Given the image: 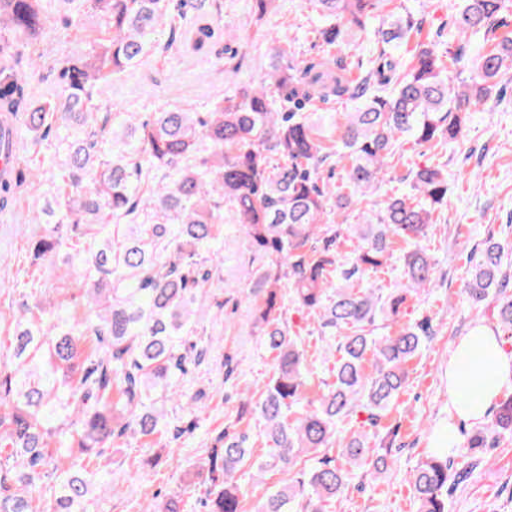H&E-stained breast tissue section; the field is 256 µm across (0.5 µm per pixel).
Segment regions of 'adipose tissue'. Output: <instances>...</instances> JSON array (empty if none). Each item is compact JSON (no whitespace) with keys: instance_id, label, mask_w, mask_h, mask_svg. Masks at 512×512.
Instances as JSON below:
<instances>
[{"instance_id":"obj_1","label":"adipose tissue","mask_w":512,"mask_h":512,"mask_svg":"<svg viewBox=\"0 0 512 512\" xmlns=\"http://www.w3.org/2000/svg\"><path fill=\"white\" fill-rule=\"evenodd\" d=\"M485 376L479 403L461 402L460 397L478 376ZM512 384V351L491 327L479 324L457 343L448 361V393L454 397L453 414L462 421L481 420L500 397L504 385Z\"/></svg>"}]
</instances>
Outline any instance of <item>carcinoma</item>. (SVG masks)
<instances>
[{
  "label": "carcinoma",
  "instance_id": "1",
  "mask_svg": "<svg viewBox=\"0 0 512 512\" xmlns=\"http://www.w3.org/2000/svg\"><path fill=\"white\" fill-rule=\"evenodd\" d=\"M47 2L0 0V112L21 115L35 142L55 129L63 161L53 202L31 222L58 230L33 236L29 257L39 264L66 252L90 285L91 309L72 321L47 310L43 289L33 287L32 303L14 320L11 355L0 358V512H96L98 493L111 490L99 461L112 445L162 433L165 405L184 396L188 355L197 364L208 357L193 340V305L218 276L214 246L223 242L226 204L264 260L252 311L271 377L258 400L243 390L237 422L262 423L268 454L254 461L248 431L224 430L200 465L210 483L205 512H241L236 473L246 465L295 472L258 512H327L354 470L375 479L390 467L389 453L371 448L367 433L343 436L340 422L361 412L366 426L381 427L409 363L434 336L401 319L409 300L435 286L436 263L422 241L448 204V174L425 165L411 171L409 190L371 195L404 145H462L476 108L512 82V37L496 36L506 26L505 0H462L446 23L458 43L446 60L431 43L416 44L409 57L400 52L423 27L419 12L401 4L387 11V0H313L323 53H278L258 81L207 112H127L120 135L111 114L93 111L99 85L143 63L167 21L179 30L167 50L221 41L222 0H55L97 15L101 32L87 54L53 61L63 91L38 99L20 68L41 55L26 57L20 47L51 23ZM372 21L369 57L352 54ZM477 36L490 48L467 51ZM344 102L351 111L336 118L329 146L326 112ZM333 156L345 172L336 189L320 177ZM33 186L23 170L1 180L0 211ZM350 209L356 224L342 220ZM398 241L413 249L399 257V284L381 288L371 275L388 266ZM508 248L486 240L465 283L474 306L495 302L499 329L512 338ZM289 293L324 330L345 332L329 381L310 380ZM493 434L512 435V394L465 448H484ZM336 447L344 466L329 456ZM303 454L316 464L302 466ZM452 466L445 452L420 464L412 480L418 512H448Z\"/></svg>",
  "mask_w": 512,
  "mask_h": 512
}]
</instances>
